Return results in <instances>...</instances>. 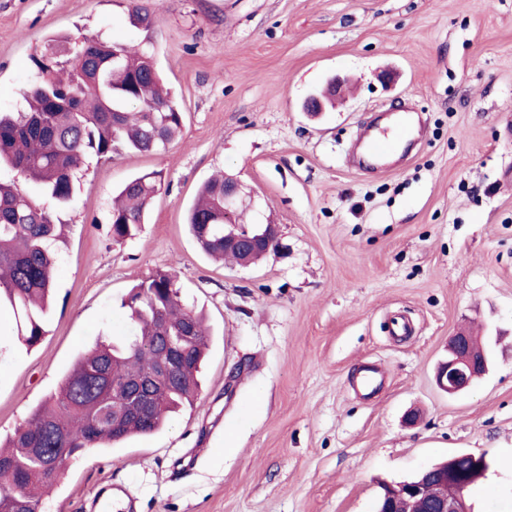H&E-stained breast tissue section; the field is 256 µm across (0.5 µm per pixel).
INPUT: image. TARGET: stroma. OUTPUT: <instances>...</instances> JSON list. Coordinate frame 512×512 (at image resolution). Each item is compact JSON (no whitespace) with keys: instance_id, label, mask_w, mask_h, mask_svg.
Segmentation results:
<instances>
[{"instance_id":"1","label":"stroma","mask_w":512,"mask_h":512,"mask_svg":"<svg viewBox=\"0 0 512 512\" xmlns=\"http://www.w3.org/2000/svg\"><path fill=\"white\" fill-rule=\"evenodd\" d=\"M0 0V109L22 102L49 37L152 40L185 115L159 154L89 158L63 220L47 334L18 340L0 312V438L24 426L99 337H120L134 284L172 269L211 328L192 407L159 432L67 461L43 512H90L109 484L139 512H373L385 482L457 453L489 469L474 512H512V0ZM341 104L302 102L334 75ZM418 135L357 163V136L397 111ZM161 172L146 224L113 240L112 198ZM237 177L238 223L272 222L282 247L249 267L197 246L198 186ZM402 317L404 333L389 321ZM486 336L488 372L435 383L458 330ZM376 366L369 394L356 381ZM196 456L195 466L184 459Z\"/></svg>"}]
</instances>
